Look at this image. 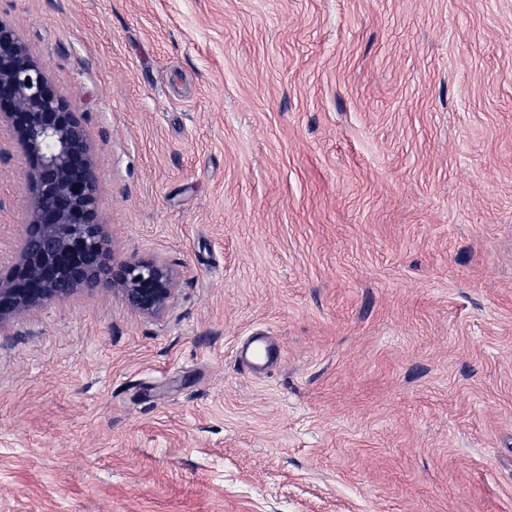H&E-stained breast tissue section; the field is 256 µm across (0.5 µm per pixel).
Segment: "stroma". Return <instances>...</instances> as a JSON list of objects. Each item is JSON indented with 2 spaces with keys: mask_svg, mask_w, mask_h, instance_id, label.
Listing matches in <instances>:
<instances>
[{
  "mask_svg": "<svg viewBox=\"0 0 512 512\" xmlns=\"http://www.w3.org/2000/svg\"><path fill=\"white\" fill-rule=\"evenodd\" d=\"M158 317L0 323V512H512V0H0ZM32 161L0 124V278ZM262 333L281 359L242 371Z\"/></svg>",
  "mask_w": 512,
  "mask_h": 512,
  "instance_id": "stroma-1",
  "label": "stroma"
}]
</instances>
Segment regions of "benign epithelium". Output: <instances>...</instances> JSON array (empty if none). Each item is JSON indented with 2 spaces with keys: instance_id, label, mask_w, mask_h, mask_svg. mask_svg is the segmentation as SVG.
<instances>
[{
  "instance_id": "1",
  "label": "benign epithelium",
  "mask_w": 512,
  "mask_h": 512,
  "mask_svg": "<svg viewBox=\"0 0 512 512\" xmlns=\"http://www.w3.org/2000/svg\"><path fill=\"white\" fill-rule=\"evenodd\" d=\"M11 123L33 157L29 222L16 264L0 279V322L78 289L117 288L148 316L167 307L171 267L158 259L117 260L97 209V178L82 117L71 110L32 60L15 31L0 24V120Z\"/></svg>"
}]
</instances>
